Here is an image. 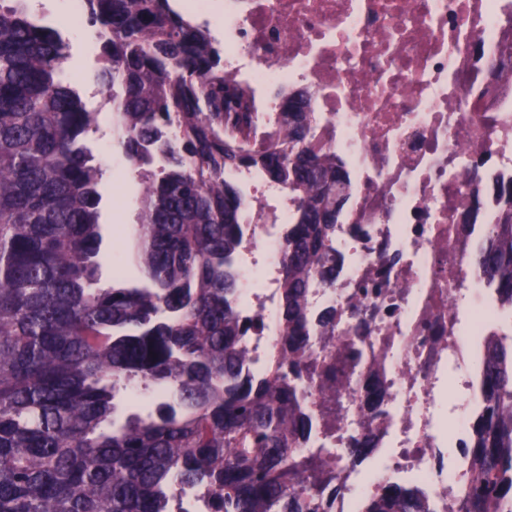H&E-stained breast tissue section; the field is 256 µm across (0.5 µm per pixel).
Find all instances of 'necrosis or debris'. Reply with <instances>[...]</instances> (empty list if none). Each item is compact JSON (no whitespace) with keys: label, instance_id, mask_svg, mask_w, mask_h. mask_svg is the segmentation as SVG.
I'll return each instance as SVG.
<instances>
[{"label":"necrosis or debris","instance_id":"4bbe7bcc","mask_svg":"<svg viewBox=\"0 0 512 512\" xmlns=\"http://www.w3.org/2000/svg\"><path fill=\"white\" fill-rule=\"evenodd\" d=\"M188 16L224 18V70L254 90L261 146L283 92L311 94L313 134L344 162L350 207L335 234L336 282L312 289L309 313L336 310V335L311 336V355L348 358L333 427L312 446L346 478L337 506L355 512L362 483L345 459L364 423L372 366L386 397L373 423L388 475L437 502L454 492L448 449L450 375L457 403L477 407L468 337L498 318L494 291L471 262L500 209L490 189L512 182V0H183ZM260 210L245 217L239 269L246 344L260 368L278 340V271L290 207L248 178ZM366 321L364 338L354 336Z\"/></svg>","mask_w":512,"mask_h":512}]
</instances>
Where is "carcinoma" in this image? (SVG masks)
<instances>
[{"instance_id": "carcinoma-1", "label": "carcinoma", "mask_w": 512, "mask_h": 512, "mask_svg": "<svg viewBox=\"0 0 512 512\" xmlns=\"http://www.w3.org/2000/svg\"><path fill=\"white\" fill-rule=\"evenodd\" d=\"M129 165L142 176L137 249L99 285L102 168L84 144L97 113L63 78L69 43L0 3V512H335L343 477L302 453L315 411L343 384L308 356V288L336 281V187L349 172L314 142L313 115L285 112L270 145L247 142L253 96L224 74L210 30L171 0H86ZM286 191L281 340L259 374L236 301L242 177ZM512 319V192L478 256ZM138 273L149 285L127 287ZM481 402L447 512H512V336L483 338ZM132 380L157 391L142 417L114 420ZM384 396L371 371L363 407ZM372 420L348 449L375 450ZM358 512H438L418 486L382 478Z\"/></svg>"}]
</instances>
